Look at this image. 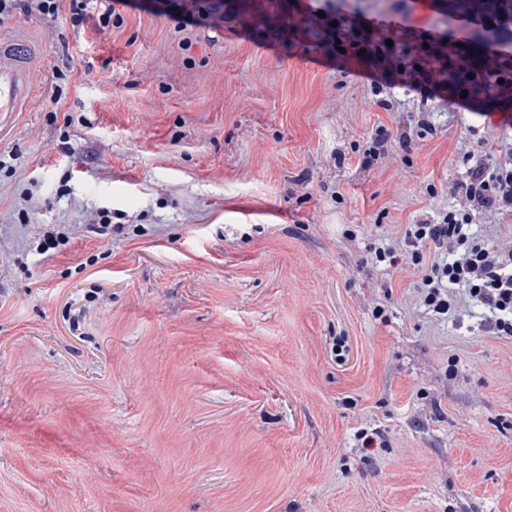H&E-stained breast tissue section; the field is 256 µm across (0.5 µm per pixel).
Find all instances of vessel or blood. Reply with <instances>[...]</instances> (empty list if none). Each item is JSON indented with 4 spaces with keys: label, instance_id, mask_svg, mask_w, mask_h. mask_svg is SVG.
<instances>
[{
    "label": "vessel or blood",
    "instance_id": "vessel-or-blood-1",
    "mask_svg": "<svg viewBox=\"0 0 512 512\" xmlns=\"http://www.w3.org/2000/svg\"><path fill=\"white\" fill-rule=\"evenodd\" d=\"M33 55L27 41L0 42V113L19 112L28 104Z\"/></svg>",
    "mask_w": 512,
    "mask_h": 512
}]
</instances>
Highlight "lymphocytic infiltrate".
Returning <instances> with one entry per match:
<instances>
[{
  "instance_id": "lymphocytic-infiltrate-1",
  "label": "lymphocytic infiltrate",
  "mask_w": 512,
  "mask_h": 512,
  "mask_svg": "<svg viewBox=\"0 0 512 512\" xmlns=\"http://www.w3.org/2000/svg\"><path fill=\"white\" fill-rule=\"evenodd\" d=\"M465 154L468 168L455 190L462 208L446 212L441 222L412 224L376 251L378 261L408 258L421 274V303L434 317L455 315L470 304L483 309L489 335L512 338V241L503 243L474 235L484 216L512 223V145L502 155L485 151L477 126Z\"/></svg>"
}]
</instances>
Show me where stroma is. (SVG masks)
Instances as JSON below:
<instances>
[{
  "label": "stroma",
  "mask_w": 512,
  "mask_h": 512,
  "mask_svg": "<svg viewBox=\"0 0 512 512\" xmlns=\"http://www.w3.org/2000/svg\"><path fill=\"white\" fill-rule=\"evenodd\" d=\"M192 7L0 20L35 50L0 115V512H512V339L374 254L458 208L468 125L512 136V90L428 81L479 24ZM381 125L412 144L363 168ZM195 9L186 12V15L182 19V23L185 26L200 25L204 22L217 25L215 20L224 21V15L219 14L221 2H214L209 0H193Z\"/></svg>",
  "instance_id": "35a3bbf8"
}]
</instances>
